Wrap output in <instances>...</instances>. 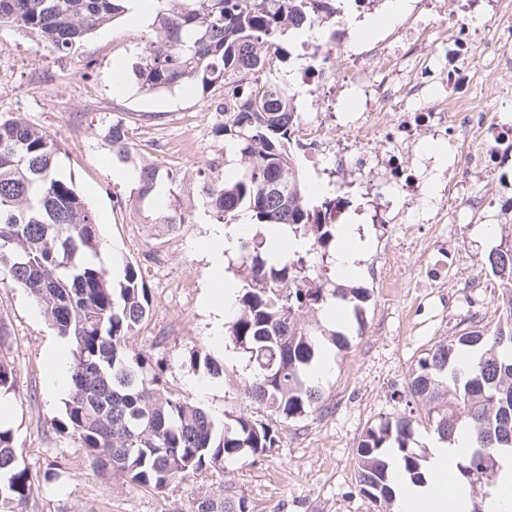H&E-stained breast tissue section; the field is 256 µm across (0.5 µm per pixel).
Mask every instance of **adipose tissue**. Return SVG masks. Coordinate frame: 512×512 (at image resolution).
<instances>
[{"mask_svg": "<svg viewBox=\"0 0 512 512\" xmlns=\"http://www.w3.org/2000/svg\"><path fill=\"white\" fill-rule=\"evenodd\" d=\"M257 233L271 243V251L276 256L308 247L305 240L289 235L287 227L281 224H241L232 231L221 226L213 227L210 233L213 247L209 258L216 286L208 304L215 314L221 316L235 312L240 295V282L224 271L225 257L239 250L242 239ZM336 239L338 244L333 254V266L337 279H359L368 249L367 238L361 235L357 225L341 224L336 228ZM471 450V436L463 429L457 431L452 440L433 439L422 469V480H411L403 467H396L393 474L395 512H473L475 498L472 487L459 471L460 463Z\"/></svg>", "mask_w": 512, "mask_h": 512, "instance_id": "adipose-tissue-1", "label": "adipose tissue"}]
</instances>
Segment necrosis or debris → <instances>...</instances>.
Segmentation results:
<instances>
[{"mask_svg": "<svg viewBox=\"0 0 512 512\" xmlns=\"http://www.w3.org/2000/svg\"><path fill=\"white\" fill-rule=\"evenodd\" d=\"M426 43L433 53L422 52ZM339 49L332 37L305 44L311 62L301 83L320 112L336 111L343 94L359 102L367 119L354 125L352 142L363 154L378 139L394 146L386 163L402 196L421 192L401 156L415 153L418 129L432 121L447 124L452 150H465L476 173L489 175L512 162V125L488 119L501 84L512 76V0H452L449 10L407 18L393 41L370 50L367 68L338 87L332 62ZM416 99L423 108L412 109ZM393 112L398 120H390Z\"/></svg>", "mask_w": 512, "mask_h": 512, "instance_id": "obj_1", "label": "necrosis or debris"}]
</instances>
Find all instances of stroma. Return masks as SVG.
<instances>
[{
    "instance_id": "1",
    "label": "stroma",
    "mask_w": 512,
    "mask_h": 512,
    "mask_svg": "<svg viewBox=\"0 0 512 512\" xmlns=\"http://www.w3.org/2000/svg\"><path fill=\"white\" fill-rule=\"evenodd\" d=\"M336 36L357 51L371 49L394 33L390 0H378L381 26L359 35L346 0H336ZM151 35L149 26L120 18L89 34L65 57L47 52L33 35L0 27V117L39 125L63 150L61 168L93 210L103 251L138 265L149 292L147 321L126 341L130 353L167 367L166 388L195 397L217 422L247 415L272 426L273 448L191 475L156 493L130 487L126 479L102 480L74 440L58 424L66 398L49 388L46 353L59 337L35 302L10 280L0 281V319L10 335L0 354L15 366L21 398L12 402L9 422L20 460L39 474L28 512H195L200 498L223 491L245 498L251 512H394L363 495L356 482L357 446L371 426L410 414L417 427L416 452H426L433 434L427 411L401 400L420 357L459 331L494 326L502 315L495 279L483 259L498 242L489 227L496 206L482 212L458 209L459 173L424 172V195L395 197L392 175L365 170L354 181L333 171L330 152L298 151L307 182L326 186L336 198V221L357 217L370 240L360 287L370 289L364 328L348 350L334 356L320 384L323 398L314 412L279 419L243 395L252 367L230 341L232 317L216 323L206 298L213 286L211 263L202 247L211 222L195 211L192 223L159 237L128 205L130 186L112 178L120 162L104 138L111 121L123 122L135 160L178 172L185 184L213 181L237 167L214 132L220 117L209 102L189 91L148 94L132 73ZM206 354L223 373L209 378L191 365L194 352ZM211 389L196 396V381ZM57 469L59 479L41 476Z\"/></svg>"
}]
</instances>
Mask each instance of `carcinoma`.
Segmentation results:
<instances>
[{
    "mask_svg": "<svg viewBox=\"0 0 512 512\" xmlns=\"http://www.w3.org/2000/svg\"><path fill=\"white\" fill-rule=\"evenodd\" d=\"M152 35L134 67L146 93L189 89L224 114L216 133L240 158L224 181H203L199 205L217 224L248 211L258 224H285L324 250L336 241V199L317 203L296 166L295 98L270 77L290 55L289 32L317 31L336 16L332 0H151ZM127 0H0V26L35 35L49 51L68 55L97 28L126 14ZM112 155L126 162L134 147L128 129H105ZM60 147L38 125L0 119V275L25 289L58 334L72 344L71 384L60 430L83 448L92 470L130 485L163 491L169 485L273 446L274 430L244 416L216 422L186 397L167 395L162 369L127 351L126 340L148 318L150 298L140 267L128 261L116 280L99 258L95 213L72 180L60 176ZM129 198L152 207L164 191L165 209L151 219L157 236L192 220L181 203L183 178L154 162L134 166ZM265 240L242 246L239 308L232 343L255 367L244 395L279 418L316 409L322 398L310 372L325 343L348 348L349 337L321 328L319 314L339 297L363 318L371 293L326 287L323 268L300 252L277 264ZM500 288L503 318L454 336L420 358L408 397L428 409L434 432L449 439L464 426L475 448L460 464L472 484L491 487L501 440L512 437V227L486 256ZM20 394L17 374L0 360V393ZM413 421L400 416L366 431L357 448V484L372 500H392L385 449L401 454L404 470L422 479L419 455L407 447ZM34 478L22 464L11 429L0 426V508L27 512ZM196 512H250L246 499L213 495Z\"/></svg>",
    "mask_w": 512,
    "mask_h": 512,
    "instance_id": "1",
    "label": "carcinoma"
}]
</instances>
